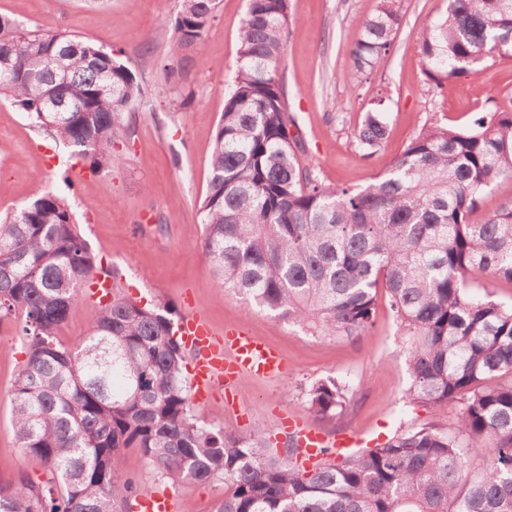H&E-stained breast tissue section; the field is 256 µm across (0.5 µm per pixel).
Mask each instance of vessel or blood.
Segmentation results:
<instances>
[{"mask_svg":"<svg viewBox=\"0 0 512 512\" xmlns=\"http://www.w3.org/2000/svg\"><path fill=\"white\" fill-rule=\"evenodd\" d=\"M178 334L194 355L192 366L193 399L204 403L216 389L232 396L243 377L280 378L287 371L281 354L239 326L215 331L205 315L189 311L178 325ZM285 432L297 439L300 457L308 463L324 460L326 455H345L360 444L356 433L332 436L303 420L293 418L284 425ZM140 512H182L183 503L166 488L154 487L140 496Z\"/></svg>","mask_w":512,"mask_h":512,"instance_id":"obj_1","label":"vessel or blood"}]
</instances>
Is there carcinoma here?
I'll use <instances>...</instances> for the list:
<instances>
[{
	"label": "carcinoma",
	"mask_w": 512,
	"mask_h": 512,
	"mask_svg": "<svg viewBox=\"0 0 512 512\" xmlns=\"http://www.w3.org/2000/svg\"><path fill=\"white\" fill-rule=\"evenodd\" d=\"M290 0H248L239 65L216 129L202 251L219 291L314 336L362 335L378 289L404 330L405 398L441 410L455 428L408 425L386 441L305 468L298 451L209 423L188 389L175 310L145 306L112 288L89 335L70 348L58 330L79 289L103 274L67 199L39 190L0 219V324L25 341L10 394L21 454L41 459L42 483L24 472L0 484V512H120L143 482L123 453L178 484L224 482L216 512H512V305L473 292L486 277L512 282V201L474 215L512 179V103L460 128L424 124L363 188L325 186L290 136L281 61ZM399 0L359 23L351 49L357 84L384 60L403 22ZM216 0H181L173 55L194 48ZM422 68L442 89L512 53V0H447L418 35ZM0 98L95 173L146 96L132 68L64 32L28 31L0 16ZM65 101L66 112L48 111ZM388 135L381 104L355 132L370 154ZM318 421L349 403L335 376L304 387ZM494 457L475 463L487 442Z\"/></svg>",
	"instance_id": "obj_1"
}]
</instances>
